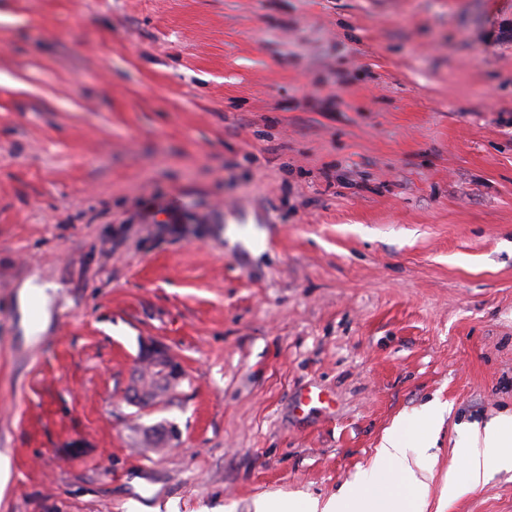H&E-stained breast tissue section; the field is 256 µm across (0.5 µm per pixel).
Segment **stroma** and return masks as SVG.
I'll list each match as a JSON object with an SVG mask.
<instances>
[{
	"instance_id": "1",
	"label": "stroma",
	"mask_w": 512,
	"mask_h": 512,
	"mask_svg": "<svg viewBox=\"0 0 512 512\" xmlns=\"http://www.w3.org/2000/svg\"><path fill=\"white\" fill-rule=\"evenodd\" d=\"M434 400L421 512H512L443 492L512 413V0H0V512L325 500ZM23 308L38 311V318L30 321L27 326L29 336H36L42 329L45 314L46 296L36 286L26 283L21 291ZM144 360L150 361L156 378L173 386L184 377V372L169 348L156 340H148L141 347Z\"/></svg>"
}]
</instances>
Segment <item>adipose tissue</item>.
Segmentation results:
<instances>
[{"label": "adipose tissue", "mask_w": 512, "mask_h": 512, "mask_svg": "<svg viewBox=\"0 0 512 512\" xmlns=\"http://www.w3.org/2000/svg\"><path fill=\"white\" fill-rule=\"evenodd\" d=\"M440 410L431 405L397 419L389 428L369 469L327 501L315 498L258 503L256 512H419L418 493L433 477L429 453ZM464 477L448 475V496L483 483L490 465L512 469V414L488 424H466L455 444Z\"/></svg>", "instance_id": "adipose-tissue-1"}]
</instances>
